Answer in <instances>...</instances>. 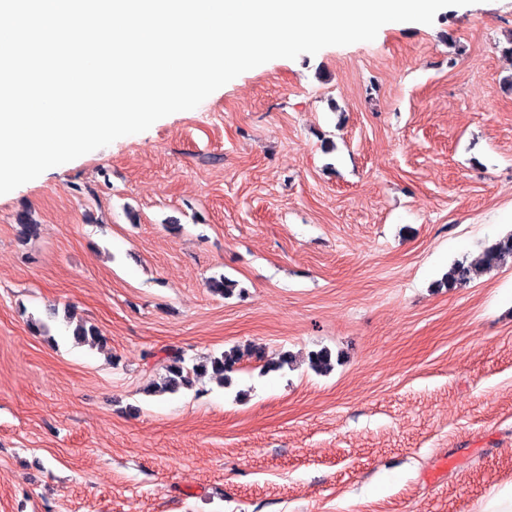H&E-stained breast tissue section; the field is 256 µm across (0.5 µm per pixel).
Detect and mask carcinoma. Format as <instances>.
Masks as SVG:
<instances>
[{"instance_id": "1", "label": "carcinoma", "mask_w": 512, "mask_h": 512, "mask_svg": "<svg viewBox=\"0 0 512 512\" xmlns=\"http://www.w3.org/2000/svg\"><path fill=\"white\" fill-rule=\"evenodd\" d=\"M512 257V232L488 244L483 253L480 264L472 265L457 260L448 267V272L443 275L437 287L455 288L470 283L475 278L490 272L507 257ZM237 282L221 275L209 280L211 292L223 297L234 294ZM72 338L75 343L90 347L102 348L106 346L107 339L94 325L84 322L77 323L72 329ZM245 357L262 360L265 352L262 348L249 345L241 348L233 346L218 355H211L202 360L187 363L184 354L176 351L169 352L163 359L162 369L164 373L153 381L148 392L154 395L176 394L182 389H189L194 381L207 376L217 377L225 385L231 384L229 374L235 371V366ZM307 363L309 368L319 374H326L334 367V356L330 349L323 347L308 353Z\"/></svg>"}]
</instances>
